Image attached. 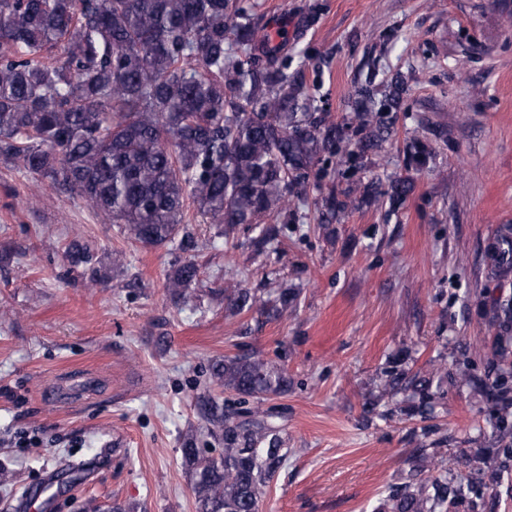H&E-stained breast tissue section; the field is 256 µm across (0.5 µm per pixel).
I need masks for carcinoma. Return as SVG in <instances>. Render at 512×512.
Instances as JSON below:
<instances>
[{
    "label": "carcinoma",
    "instance_id": "1",
    "mask_svg": "<svg viewBox=\"0 0 512 512\" xmlns=\"http://www.w3.org/2000/svg\"><path fill=\"white\" fill-rule=\"evenodd\" d=\"M287 46L261 33L251 0H0V160L66 187L147 245L177 239L180 250H196L190 204L213 224L278 221L295 190L327 175L326 163L353 167L378 153L408 94L399 71L381 85L370 79L337 124L291 69ZM431 154L415 138L404 165L419 171ZM412 189L407 178L384 189H332L322 221L347 210L356 192L398 209ZM485 255L495 280L512 279V224L499 226ZM198 276L187 258L166 287L181 293ZM225 300L234 313L256 309L270 319L292 293L271 301L236 287ZM491 325L512 332L511 298L494 304ZM388 375L392 387L418 395L420 417L431 413V379ZM212 379L260 402L290 387L283 369L256 354L224 357ZM478 386L491 399L507 393L499 377ZM196 406L207 434L224 443L218 458L192 437L183 443L197 512H260L288 456L273 412H230L218 396ZM463 496L445 472L394 490L383 509L436 512Z\"/></svg>",
    "mask_w": 512,
    "mask_h": 512
}]
</instances>
